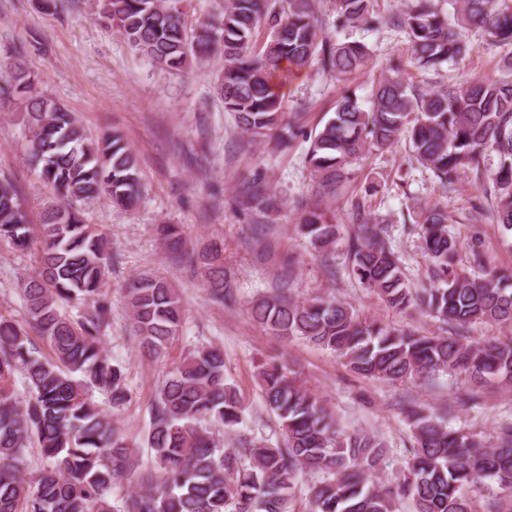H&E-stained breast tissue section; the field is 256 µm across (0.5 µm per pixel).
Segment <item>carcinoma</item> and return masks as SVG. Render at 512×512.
<instances>
[{
    "instance_id": "cac0c4a2",
    "label": "carcinoma",
    "mask_w": 512,
    "mask_h": 512,
    "mask_svg": "<svg viewBox=\"0 0 512 512\" xmlns=\"http://www.w3.org/2000/svg\"><path fill=\"white\" fill-rule=\"evenodd\" d=\"M371 0H332V15L317 0H224L221 18L187 24L182 0H93L92 18L115 29L129 47L156 67L180 71L219 56L216 85L224 111L254 140L278 145L303 134L284 121L278 79L318 60L328 75L345 81L367 67V44L339 38L362 25L403 32L411 62L419 68L457 64L470 53L465 31H478L504 51L498 78L424 89L412 84L401 64L390 65L371 95L369 108L348 91L333 116L305 135L313 197L300 203L298 224L311 249L328 257L340 225L327 219L326 203L349 179L350 165L372 149L400 138L412 157L442 188L473 181L482 201L476 216L490 215L512 231V0H410L405 10L375 17ZM268 31L259 44L260 27ZM37 76L22 51L0 49V106H24L28 158L51 189L38 220L18 187L0 178V241L26 249L38 244V269L18 280L25 325L0 315V512H289L299 476L323 480L309 487L310 512H475L472 493L490 484L482 512H512V424L493 441L463 428L414 400L402 403L413 442L405 449L400 477H378L389 448L365 430L347 432L324 400L300 384L288 365L267 361L258 372L263 401L282 426V443L241 440L222 448L213 430H237L246 407L224 375V350L195 347L169 370L151 405L144 447L153 470L138 471V451L89 399L106 392L114 406L128 398L124 367L105 353L103 333L111 314L105 281L116 257L106 234L86 223L82 205L102 196L127 206L139 196L135 153L117 133L96 138L64 107L39 94ZM242 204L266 212L276 207L265 184L255 180ZM349 237L347 270L388 307L420 310L448 326V335H423L360 319L353 305L329 296L293 298L288 282L252 300L254 321L283 339L297 338L340 358L353 373L391 384L449 374L465 389L456 406L476 401L491 384L512 386V337L474 342L476 322L512 327V275L487 265L474 245L460 266L448 209L421 211V249L429 287L417 288L404 272L385 225L357 210ZM159 240L175 264L189 259L210 300L232 305L237 293L224 269V249L198 251L177 224H160ZM131 335L153 360L166 356L180 336L185 308L170 281L138 274L125 284ZM76 302L71 319L63 306ZM42 342L49 356L40 354ZM24 376L25 401L10 389ZM40 449L51 468L29 478L26 450ZM135 482L120 503L114 485Z\"/></svg>"
}]
</instances>
